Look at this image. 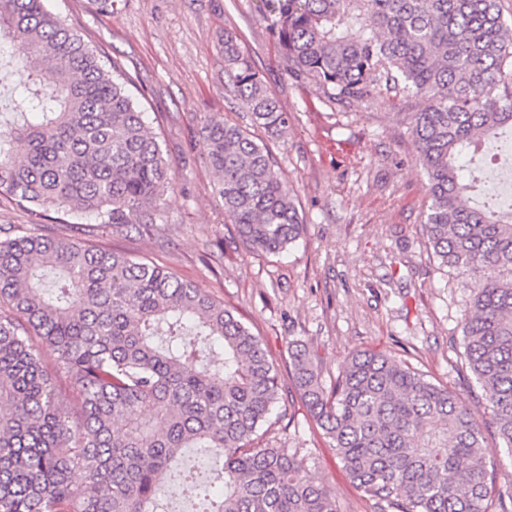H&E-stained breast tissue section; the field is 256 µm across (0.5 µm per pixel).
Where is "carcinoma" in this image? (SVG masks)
<instances>
[{
	"instance_id": "1",
	"label": "carcinoma",
	"mask_w": 512,
	"mask_h": 512,
	"mask_svg": "<svg viewBox=\"0 0 512 512\" xmlns=\"http://www.w3.org/2000/svg\"><path fill=\"white\" fill-rule=\"evenodd\" d=\"M45 2L0 0V44L14 47L0 69L34 72L0 122V193L34 216L53 208L152 234L175 182L133 81ZM260 2L289 75L342 102L421 100L403 118L429 185L423 234L440 265L475 278L465 365L512 459V208L471 205L478 177L459 165L512 131L501 0ZM224 78L252 125L288 131V113L228 29ZM199 145L246 250L280 254L304 234L266 143L210 117ZM289 349L305 406L377 512H493L482 422L459 393L373 351L353 355L328 389L305 345ZM45 352L78 391V412ZM281 401L260 337L205 290L34 224L0 238V512H158L168 478L200 512H338L297 452L259 442ZM184 448L214 455L221 495L178 469Z\"/></svg>"
}]
</instances>
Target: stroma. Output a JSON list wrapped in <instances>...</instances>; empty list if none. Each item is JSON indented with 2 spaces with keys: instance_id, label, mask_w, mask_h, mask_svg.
<instances>
[{
  "instance_id": "obj_1",
  "label": "stroma",
  "mask_w": 512,
  "mask_h": 512,
  "mask_svg": "<svg viewBox=\"0 0 512 512\" xmlns=\"http://www.w3.org/2000/svg\"><path fill=\"white\" fill-rule=\"evenodd\" d=\"M259 0H47L133 77L139 101L172 165L175 189L160 206L152 237L75 229L55 210L46 232L80 239L168 268L223 300L259 333L279 368L286 418L266 442L297 450L339 512H375L342 468L335 448L294 387L288 344L315 354L333 383L352 354L383 350L464 395L480 416L482 391L462 367V316L475 279L441 266L422 235L427 180L415 160L407 123L387 98L339 104L295 79L259 12ZM237 33L254 67L287 112L284 137L267 142L306 219L304 236L279 256H256L235 243L198 144L205 118L249 125L224 89L225 30Z\"/></svg>"
}]
</instances>
